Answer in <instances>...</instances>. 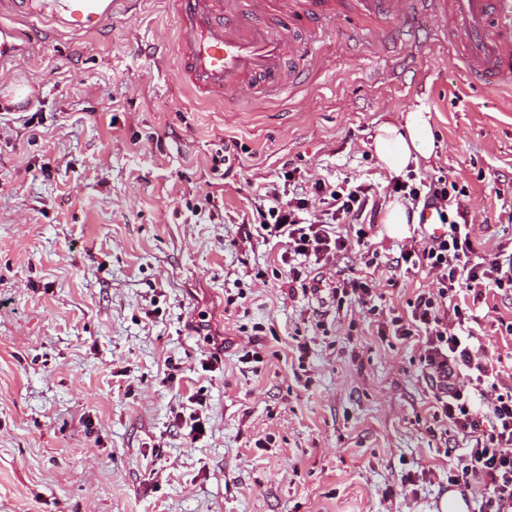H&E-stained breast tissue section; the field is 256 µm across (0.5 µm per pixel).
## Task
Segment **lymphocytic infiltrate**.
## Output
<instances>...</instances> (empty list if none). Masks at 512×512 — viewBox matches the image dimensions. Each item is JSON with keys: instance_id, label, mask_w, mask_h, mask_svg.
Masks as SVG:
<instances>
[{"instance_id": "f902f5d3", "label": "lymphocytic infiltrate", "mask_w": 512, "mask_h": 512, "mask_svg": "<svg viewBox=\"0 0 512 512\" xmlns=\"http://www.w3.org/2000/svg\"><path fill=\"white\" fill-rule=\"evenodd\" d=\"M312 197L282 198L270 187L274 206L258 211V233L284 243L291 257L328 261L367 245L369 228L358 219L370 204L369 191L345 181H315ZM400 193L412 207L431 206L439 213L442 235L421 234L402 245L400 259L408 269H425L433 286L418 293L409 318L399 316L379 329L381 337L421 339L418 356L424 376L434 387L433 419L469 439L462 462L450 470V485L462 490L484 488L480 512H512V386L498 385V370L483 347L465 335L470 320L467 294L512 293V254L475 255L473 228L459 201L463 191L444 176L401 182ZM353 224L352 235L339 234Z\"/></svg>"}]
</instances>
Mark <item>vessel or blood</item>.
Listing matches in <instances>:
<instances>
[{
  "instance_id": "obj_1",
  "label": "vessel or blood",
  "mask_w": 512,
  "mask_h": 512,
  "mask_svg": "<svg viewBox=\"0 0 512 512\" xmlns=\"http://www.w3.org/2000/svg\"><path fill=\"white\" fill-rule=\"evenodd\" d=\"M30 13L75 33H91L112 22V0H22ZM167 0L176 22L178 74L207 100L242 87L257 96L285 93L296 83L302 60L316 54L324 24L346 12L378 21V42L390 39L388 21L414 29L417 0ZM455 40L461 69L489 89L512 88V0H430ZM23 38L0 25V61L12 58Z\"/></svg>"
}]
</instances>
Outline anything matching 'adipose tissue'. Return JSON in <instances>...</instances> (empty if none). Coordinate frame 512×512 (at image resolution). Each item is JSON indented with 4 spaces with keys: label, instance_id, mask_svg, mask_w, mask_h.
<instances>
[{
    "label": "adipose tissue",
    "instance_id": "obj_1",
    "mask_svg": "<svg viewBox=\"0 0 512 512\" xmlns=\"http://www.w3.org/2000/svg\"><path fill=\"white\" fill-rule=\"evenodd\" d=\"M372 148L383 168L392 174L429 158L435 140L428 111L412 106L401 112L399 119L381 123L372 139Z\"/></svg>",
    "mask_w": 512,
    "mask_h": 512
}]
</instances>
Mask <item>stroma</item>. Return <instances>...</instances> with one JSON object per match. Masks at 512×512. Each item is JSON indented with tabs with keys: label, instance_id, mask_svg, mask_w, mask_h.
Returning a JSON list of instances; mask_svg holds the SVG:
<instances>
[{
	"label": "stroma",
	"instance_id": "stroma-1",
	"mask_svg": "<svg viewBox=\"0 0 512 512\" xmlns=\"http://www.w3.org/2000/svg\"><path fill=\"white\" fill-rule=\"evenodd\" d=\"M0 20L29 37L0 63V512H438L463 442L433 432L419 342L379 339L354 301L289 295L282 245L251 222L288 170L287 194L348 179L385 207L370 143L420 104L436 152L413 177L464 188L479 255L512 250V92L467 84L430 17L384 51L372 22H330L288 101L217 105L177 76L166 0H116L94 33ZM405 241L380 223L373 264L306 274L373 281L405 317L432 282ZM471 310L512 375V295ZM258 324L262 361L243 363Z\"/></svg>",
	"mask_w": 512,
	"mask_h": 512
}]
</instances>
